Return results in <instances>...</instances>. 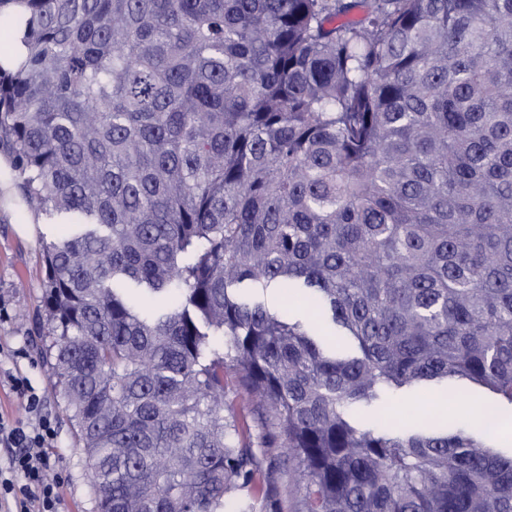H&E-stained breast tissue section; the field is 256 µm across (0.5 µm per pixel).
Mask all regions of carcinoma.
Masks as SVG:
<instances>
[{"label":"carcinoma","instance_id":"obj_1","mask_svg":"<svg viewBox=\"0 0 512 512\" xmlns=\"http://www.w3.org/2000/svg\"><path fill=\"white\" fill-rule=\"evenodd\" d=\"M0 152L43 245V349L98 512H224L297 458L298 512H512V455L354 426L383 388L512 404V0H0ZM277 285L356 354L238 296ZM225 338L224 347L212 337ZM239 367H230L226 370L224 376V399L228 400L233 406V415L236 424L246 435L257 441L259 436L267 433L268 437L275 438L278 445H283L286 440L279 431L273 427L269 417L250 411L247 407L245 398L239 394L238 382L241 377Z\"/></svg>","mask_w":512,"mask_h":512}]
</instances>
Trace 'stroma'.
<instances>
[{"label":"stroma","instance_id":"obj_1","mask_svg":"<svg viewBox=\"0 0 512 512\" xmlns=\"http://www.w3.org/2000/svg\"><path fill=\"white\" fill-rule=\"evenodd\" d=\"M73 230L72 225L36 213L26 207L9 159L0 154V373L20 370L27 374L44 399V410L56 423L57 437L53 449L55 476L61 482L62 512H97V502L90 487L85 455L63 400L50 382V371L40 357L49 327L41 317L46 281L42 249ZM241 370L228 368L224 376V398L233 407L240 430L251 438L267 435L275 438L276 448L262 455L263 464L272 466L274 492L282 512H293L300 492L294 483L298 466L283 444L285 438L268 417L250 411L238 391ZM446 382L431 381L399 390H379L376 399L348 406L356 424L370 429L381 418L400 432L421 427L431 409V401L445 393ZM462 403L449 406L444 423L454 427L471 422V406L497 405L500 422H512V405L499 402L485 387L464 383Z\"/></svg>","mask_w":512,"mask_h":512}]
</instances>
